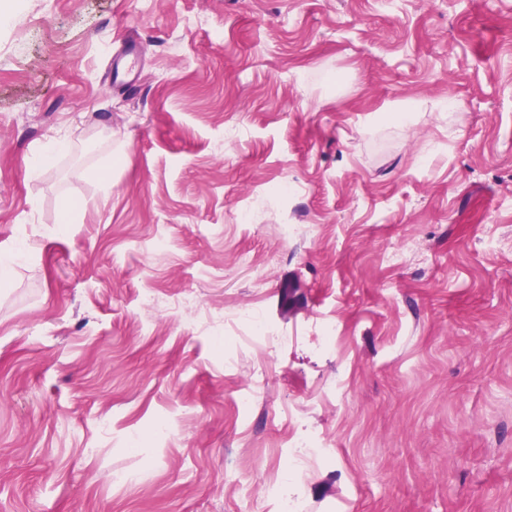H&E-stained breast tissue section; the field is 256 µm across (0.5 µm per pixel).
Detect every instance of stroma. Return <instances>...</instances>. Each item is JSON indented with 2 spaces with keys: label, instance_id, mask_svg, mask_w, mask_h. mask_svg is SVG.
I'll list each match as a JSON object with an SVG mask.
<instances>
[{
  "label": "stroma",
  "instance_id": "35a3bbf8",
  "mask_svg": "<svg viewBox=\"0 0 512 512\" xmlns=\"http://www.w3.org/2000/svg\"><path fill=\"white\" fill-rule=\"evenodd\" d=\"M1 251L0 512H512V0H14ZM241 318L248 324V337L251 340L262 341L273 346L288 345V336L278 334L264 320L254 314L243 312ZM288 447L290 448L289 455ZM286 448V458L289 462L303 463L311 468L321 459L324 445L319 435L300 422L293 431L291 441ZM266 489L274 499L277 512H308L304 500L295 488L288 486L287 481L276 477L269 482Z\"/></svg>",
  "mask_w": 512,
  "mask_h": 512
}]
</instances>
